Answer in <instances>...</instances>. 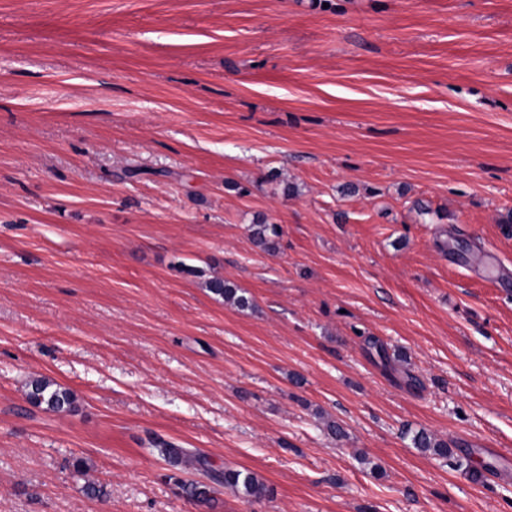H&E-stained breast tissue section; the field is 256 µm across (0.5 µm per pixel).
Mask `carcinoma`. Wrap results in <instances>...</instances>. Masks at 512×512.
<instances>
[{"label": "carcinoma", "instance_id": "carcinoma-1", "mask_svg": "<svg viewBox=\"0 0 512 512\" xmlns=\"http://www.w3.org/2000/svg\"><path fill=\"white\" fill-rule=\"evenodd\" d=\"M252 235L260 246L268 251L276 249L275 238L280 236V229L276 224L261 220L252 225ZM206 289L224 302L239 309H255V302L247 291L220 277H210L205 281ZM25 398L28 403L55 413H72L76 410V396L68 388L43 377L31 378L26 384ZM415 447L425 453L439 457H449L451 452L448 443L436 438L433 434L421 429L412 437ZM157 447L165 460L173 467L189 463L188 451L172 443L159 441ZM198 470L204 472L209 482L202 483L196 480L175 479V483L182 493L198 506L207 509L214 508L215 486L222 485L244 497L260 500L267 496L268 488L258 476L248 470H238L231 467H216L204 456H194Z\"/></svg>", "mask_w": 512, "mask_h": 512}]
</instances>
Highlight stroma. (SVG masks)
I'll return each instance as SVG.
<instances>
[{"label":"stroma","mask_w":512,"mask_h":512,"mask_svg":"<svg viewBox=\"0 0 512 512\" xmlns=\"http://www.w3.org/2000/svg\"><path fill=\"white\" fill-rule=\"evenodd\" d=\"M511 211L512 0H0V512H512ZM252 235L260 246L268 251L276 250L275 238L280 236V229L277 224H270L261 220L252 224ZM206 289L224 303L231 304L239 309H255L254 299L242 288L224 278L210 277L205 281ZM25 398L28 403L55 413H72L76 410V396L53 380L43 376L32 377L26 384ZM415 448L425 453H431L439 457H451L447 442L437 439L433 434L424 429L418 430L412 437ZM198 470L204 472L209 482L202 483L196 480H183L174 476L175 483L182 493L195 502L199 507L207 509L214 508L215 487L213 485H224V488L242 494L244 497L260 500L267 496L268 488L258 476L248 470H238L231 467H215L209 460L200 454L194 456Z\"/></svg>","instance_id":"stroma-1"}]
</instances>
